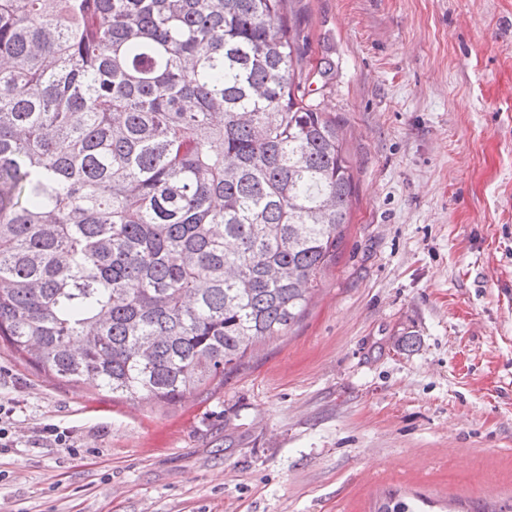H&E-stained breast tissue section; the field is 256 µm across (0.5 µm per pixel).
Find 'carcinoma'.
Listing matches in <instances>:
<instances>
[{"label": "carcinoma", "instance_id": "obj_1", "mask_svg": "<svg viewBox=\"0 0 512 512\" xmlns=\"http://www.w3.org/2000/svg\"><path fill=\"white\" fill-rule=\"evenodd\" d=\"M292 0H0V343L175 403L279 336L354 177Z\"/></svg>", "mask_w": 512, "mask_h": 512}]
</instances>
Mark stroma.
<instances>
[{"label":"stroma","instance_id":"1","mask_svg":"<svg viewBox=\"0 0 512 512\" xmlns=\"http://www.w3.org/2000/svg\"><path fill=\"white\" fill-rule=\"evenodd\" d=\"M356 186L286 335L172 405L0 348V512L512 504V0H293ZM77 454L40 440L44 425Z\"/></svg>","mask_w":512,"mask_h":512}]
</instances>
